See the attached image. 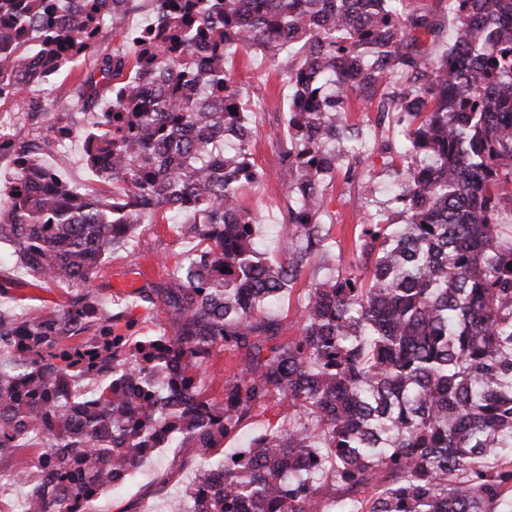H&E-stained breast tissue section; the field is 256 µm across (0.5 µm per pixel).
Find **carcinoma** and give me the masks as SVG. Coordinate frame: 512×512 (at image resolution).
Wrapping results in <instances>:
<instances>
[{"mask_svg":"<svg viewBox=\"0 0 512 512\" xmlns=\"http://www.w3.org/2000/svg\"><path fill=\"white\" fill-rule=\"evenodd\" d=\"M135 0H0V101L21 99L0 243L38 281L79 286L63 309L0 311V479L26 488L0 512H92L152 448L224 445L276 400L293 423L240 459L195 467L177 512H502L512 495V0H448L457 35L433 58L438 20L415 0H154L68 87L77 110L35 89L94 54ZM287 126L279 258L238 200L263 174L240 50L278 66ZM134 74L126 80V74ZM376 106L384 133L350 130L347 102ZM83 132L90 192L48 162L49 131ZM404 164L397 224H362L359 262L311 284L299 334L262 316L312 257L336 178L366 181L367 154ZM179 208L198 240L140 305L169 330L139 336L89 288L148 213ZM244 353L224 401L200 390L216 349ZM100 381L84 392L76 384Z\"/></svg>","mask_w":512,"mask_h":512,"instance_id":"1","label":"carcinoma"}]
</instances>
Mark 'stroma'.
Masks as SVG:
<instances>
[{"mask_svg":"<svg viewBox=\"0 0 512 512\" xmlns=\"http://www.w3.org/2000/svg\"><path fill=\"white\" fill-rule=\"evenodd\" d=\"M235 80L248 90L258 106L251 115L256 136L251 152L262 171L260 183L247 184L239 191V202L260 217L257 233L269 259L279 252L278 225L286 189L278 161L274 135L284 129L288 96L279 69L256 51L240 52L231 66ZM368 171L379 186L377 195H369L364 184L347 185L334 182L326 190L328 212L320 221L336 240V251L330 256L313 257L292 291L282 295L266 309L267 316L280 322L287 335L299 333L296 305L299 296L314 278L346 269L355 261V242L360 234L359 218L386 208L395 192L397 176L377 155H370ZM184 213L158 211L146 215L138 228L134 245L108 252L90 282L102 305L108 309L135 307L137 288L165 282L182 256L196 245L195 240L180 235L179 224ZM0 308L23 309L29 316L42 309L60 307L68 300V289L53 283H38L11 257V248L0 243ZM240 355L225 350L214 351L202 376L201 386L214 401L224 398V381L233 376ZM287 405L279 404L246 420L237 433L225 439L221 459L233 457L251 439L270 428L288 425ZM201 457L194 448H160L139 463L134 476L122 491H105L94 504V512H173L177 501L192 481L193 464Z\"/></svg>","mask_w":512,"mask_h":512,"instance_id":"obj_1","label":"stroma"}]
</instances>
